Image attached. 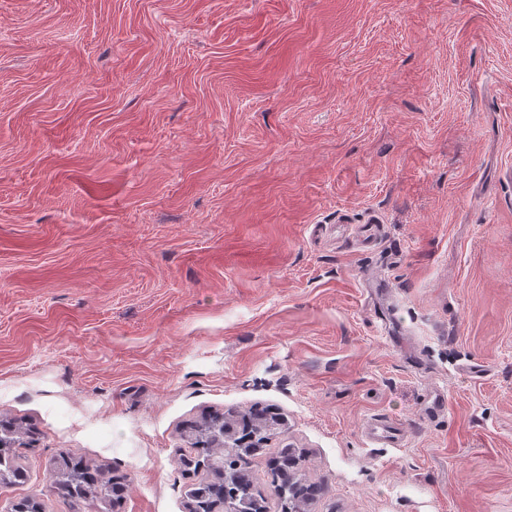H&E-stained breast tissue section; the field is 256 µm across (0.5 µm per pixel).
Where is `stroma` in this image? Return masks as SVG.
Segmentation results:
<instances>
[{"label": "stroma", "instance_id": "stroma-1", "mask_svg": "<svg viewBox=\"0 0 512 512\" xmlns=\"http://www.w3.org/2000/svg\"><path fill=\"white\" fill-rule=\"evenodd\" d=\"M256 405L268 512L285 446L310 512H512V0H0V512H187ZM294 448H280L270 468L271 484L278 490H285L296 503L304 505L313 501L320 493V487L308 483L298 473ZM280 496V495H279Z\"/></svg>", "mask_w": 512, "mask_h": 512}]
</instances>
